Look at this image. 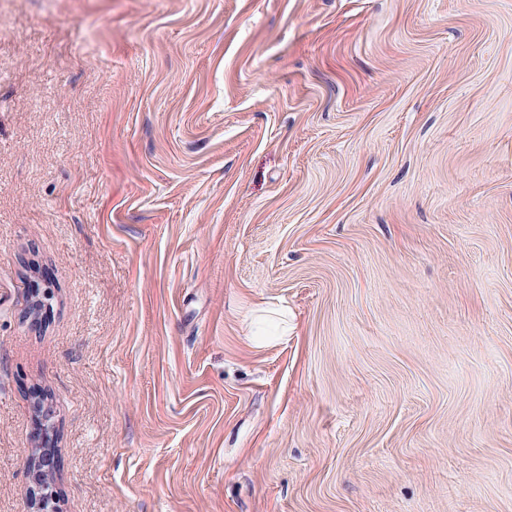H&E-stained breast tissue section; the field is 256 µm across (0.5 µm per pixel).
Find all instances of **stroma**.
I'll use <instances>...</instances> for the list:
<instances>
[{"label": "stroma", "instance_id": "1", "mask_svg": "<svg viewBox=\"0 0 512 512\" xmlns=\"http://www.w3.org/2000/svg\"><path fill=\"white\" fill-rule=\"evenodd\" d=\"M41 392L63 512H512V0H0V512ZM288 337V309L285 307L257 310L251 327L249 340L257 347H263Z\"/></svg>", "mask_w": 512, "mask_h": 512}]
</instances>
